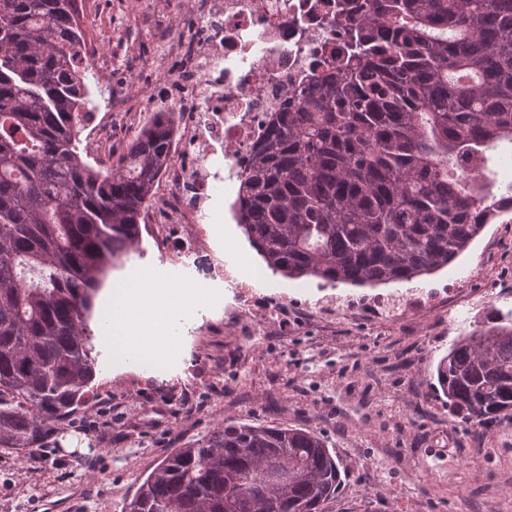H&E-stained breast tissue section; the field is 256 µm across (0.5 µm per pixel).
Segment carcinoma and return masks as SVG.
Instances as JSON below:
<instances>
[{
	"label": "carcinoma",
	"instance_id": "cac0c4a2",
	"mask_svg": "<svg viewBox=\"0 0 512 512\" xmlns=\"http://www.w3.org/2000/svg\"><path fill=\"white\" fill-rule=\"evenodd\" d=\"M83 0H0V448H41L87 404L93 298L141 236L170 160L155 112L104 174L79 149L97 105ZM345 50L295 88L240 173L237 221L275 274L409 282L512 214L489 152L512 147V0H336ZM460 337L437 366L449 407L512 413V324ZM276 461L288 482L268 484ZM341 484L325 438L228 419L174 449L126 512H322Z\"/></svg>",
	"mask_w": 512,
	"mask_h": 512
}]
</instances>
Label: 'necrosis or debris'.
Here are the masks:
<instances>
[{"label": "necrosis or debris", "instance_id": "necrosis-or-debris-1", "mask_svg": "<svg viewBox=\"0 0 512 512\" xmlns=\"http://www.w3.org/2000/svg\"><path fill=\"white\" fill-rule=\"evenodd\" d=\"M336 0H198L194 24L169 45L182 65L165 74L164 108L179 116L182 146L154 187L164 223L145 218L156 238L178 225L182 266L207 249L201 227L216 185L234 180L272 113L286 111L324 49L341 42Z\"/></svg>", "mask_w": 512, "mask_h": 512}]
</instances>
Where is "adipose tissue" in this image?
Returning a JSON list of instances; mask_svg holds the SVG:
<instances>
[{"label": "adipose tissue", "mask_w": 512, "mask_h": 512, "mask_svg": "<svg viewBox=\"0 0 512 512\" xmlns=\"http://www.w3.org/2000/svg\"><path fill=\"white\" fill-rule=\"evenodd\" d=\"M189 303L201 300L197 290H179L154 287L143 275H134L130 282L110 292V308L107 312L112 319V329L105 335L112 347V361L123 364L135 356H165L176 354L180 341L165 325L147 330L149 319L157 312L172 314L176 298Z\"/></svg>", "instance_id": "ef3b65f1"}]
</instances>
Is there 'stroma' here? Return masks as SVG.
Wrapping results in <instances>:
<instances>
[{"instance_id": "obj_1", "label": "stroma", "mask_w": 512, "mask_h": 512, "mask_svg": "<svg viewBox=\"0 0 512 512\" xmlns=\"http://www.w3.org/2000/svg\"><path fill=\"white\" fill-rule=\"evenodd\" d=\"M193 20V0H95L87 18L91 51L112 59L105 80L89 75L98 106L144 109L164 101L163 73L176 60L158 53ZM132 98H111L113 83ZM229 184L203 218L210 248L201 275L231 270L247 284L253 316L270 306L288 324L239 335L226 293L205 298V317L188 315L176 366L163 374L116 365L99 353L89 401L49 451L0 448V512H124L140 480L173 448L227 419L304 427L322 434L341 461L342 484L323 512H512V417L463 423L449 407L436 367L452 344L512 312V215L487 225L448 267L377 287L327 285L272 273L249 245ZM172 250L142 235L102 286L140 272L161 288L181 287ZM425 307L400 316L402 300Z\"/></svg>"}]
</instances>
